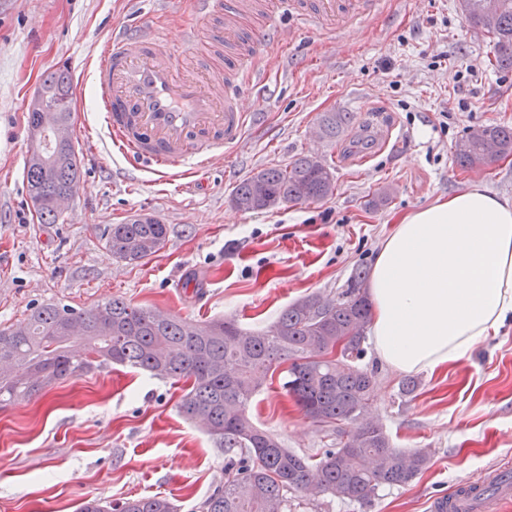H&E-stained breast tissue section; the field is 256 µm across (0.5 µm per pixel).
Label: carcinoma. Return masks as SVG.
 Segmentation results:
<instances>
[{"label":"carcinoma","mask_w":512,"mask_h":512,"mask_svg":"<svg viewBox=\"0 0 512 512\" xmlns=\"http://www.w3.org/2000/svg\"><path fill=\"white\" fill-rule=\"evenodd\" d=\"M472 28L493 37L494 66L512 70V0H499L492 19L484 0H458ZM39 96L46 111L28 110L30 150L26 182L39 224H54L57 204L80 181L75 143L58 142L53 127L72 126L71 76L46 75ZM349 112H324L320 137L332 142L352 122ZM484 137L467 133L457 142L461 170L489 168L512 155V126L489 124ZM335 174L316 156L298 157L286 168L261 169L237 185L232 203L259 212L284 203L332 195ZM167 225L140 217L112 224L106 246L114 257L138 264L166 245ZM368 277L358 268L334 299L309 295L290 305L266 328L251 331L234 319L194 321L144 309L122 298L90 308L41 304L21 320L0 328V410L18 397L37 395L59 381L115 364L182 384V416L199 425L224 449V480L199 506L200 512H288V495L367 503L385 487L412 482L426 469L428 454L390 441L382 424L368 416L374 373L360 362L366 354L372 310L361 288ZM282 369L283 387L304 414L323 426L348 427L340 446L319 459L285 448L251 419V404L268 374ZM119 512H179L169 497L128 499Z\"/></svg>","instance_id":"1"}]
</instances>
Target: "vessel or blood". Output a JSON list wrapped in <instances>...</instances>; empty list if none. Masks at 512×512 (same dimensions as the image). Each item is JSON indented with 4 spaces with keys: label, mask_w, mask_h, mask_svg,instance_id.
Segmentation results:
<instances>
[{
    "label": "vessel or blood",
    "mask_w": 512,
    "mask_h": 512,
    "mask_svg": "<svg viewBox=\"0 0 512 512\" xmlns=\"http://www.w3.org/2000/svg\"><path fill=\"white\" fill-rule=\"evenodd\" d=\"M197 16L181 48L161 33V13L114 28L94 65L102 90L100 110L112 149L132 167L148 165L175 179L206 174L216 156L244 137L252 111L246 87H260L259 66L269 43L293 45L279 23L284 10L341 28L376 14L380 0H191ZM435 512H488L512 502V480L500 479L493 501L466 481Z\"/></svg>",
    "instance_id": "obj_1"
}]
</instances>
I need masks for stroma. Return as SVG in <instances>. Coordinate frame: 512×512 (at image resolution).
Here are the masks:
<instances>
[{"label": "stroma", "instance_id": "stroma-1", "mask_svg": "<svg viewBox=\"0 0 512 512\" xmlns=\"http://www.w3.org/2000/svg\"><path fill=\"white\" fill-rule=\"evenodd\" d=\"M128 0H0V326L53 301L84 308L121 297L169 315L233 317L256 330L294 301L333 298L371 267L397 217L479 185L512 200V157L461 171L469 129L512 126V73L489 66L491 37L467 25L458 0H384L379 15L330 37L293 13L289 54L267 49L270 89L244 143L202 185L149 170L124 177L98 112L94 62ZM72 75L73 140L82 175L54 224L37 223L27 194L28 107L47 73ZM324 112H350L342 139L316 134ZM330 160L324 200L245 213L232 192L246 177L299 156ZM389 198L374 205L380 191ZM168 227L166 246L138 264L112 256L102 233L137 215ZM369 413L396 447L424 448L426 469L371 503L292 496L290 512H432L459 483L512 461V322L448 372L404 378L367 352ZM281 375L254 398V423L285 448L320 457L339 440L307 418ZM172 381L120 366L67 379L0 410V512H74L88 496L120 503L163 494L196 512L224 475V451L178 412Z\"/></svg>", "mask_w": 512, "mask_h": 512}]
</instances>
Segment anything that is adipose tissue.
Here are the masks:
<instances>
[{
  "label": "adipose tissue",
  "instance_id": "obj_1",
  "mask_svg": "<svg viewBox=\"0 0 512 512\" xmlns=\"http://www.w3.org/2000/svg\"><path fill=\"white\" fill-rule=\"evenodd\" d=\"M366 292L391 368L433 373L467 358L512 319V202L474 185L400 217Z\"/></svg>",
  "mask_w": 512,
  "mask_h": 512
}]
</instances>
